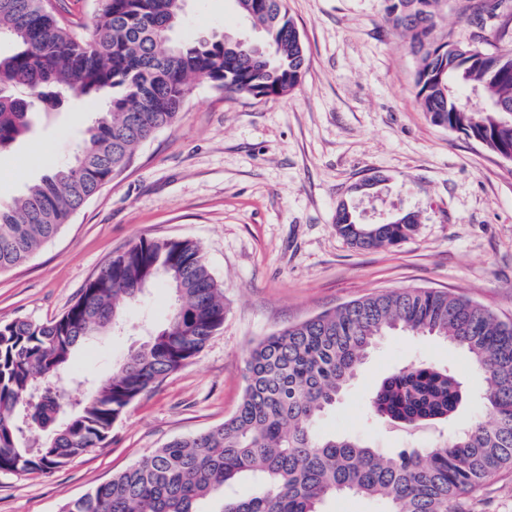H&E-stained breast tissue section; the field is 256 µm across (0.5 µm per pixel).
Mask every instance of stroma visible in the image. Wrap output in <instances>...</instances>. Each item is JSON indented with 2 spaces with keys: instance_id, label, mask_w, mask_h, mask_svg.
Listing matches in <instances>:
<instances>
[{
  "instance_id": "1",
  "label": "stroma",
  "mask_w": 512,
  "mask_h": 512,
  "mask_svg": "<svg viewBox=\"0 0 512 512\" xmlns=\"http://www.w3.org/2000/svg\"><path fill=\"white\" fill-rule=\"evenodd\" d=\"M476 0H444L437 41L507 46L500 18ZM307 53L297 89L270 98H225L197 84L179 120L158 131L132 163L31 260L0 274V321L62 315L84 285L141 237L200 244L224 287V328L188 365L134 400L103 447L48 475H0V512H63L166 441L220 424L244 389L241 359L252 343L366 294L431 288L462 294L512 322V160L436 126L414 88L408 40L385 20L384 0H287ZM259 34L234 0H187L177 36L195 41ZM94 118L65 106L0 155V204L73 158ZM361 224L407 214L408 240L364 250L336 232V208ZM172 300L152 289L128 307L123 333L98 336L72 363L109 375L113 363L167 323ZM454 370L472 394L454 419L406 430L374 420L380 380L410 361ZM487 381L447 341L396 331L382 337L319 434H347L394 451L428 447L487 419ZM475 512H512V466L476 495Z\"/></svg>"
}]
</instances>
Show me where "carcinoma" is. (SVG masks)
<instances>
[{"label": "carcinoma", "mask_w": 512, "mask_h": 512, "mask_svg": "<svg viewBox=\"0 0 512 512\" xmlns=\"http://www.w3.org/2000/svg\"><path fill=\"white\" fill-rule=\"evenodd\" d=\"M444 0H386V21L417 59L416 98L438 126L481 139L512 158V50L434 43ZM261 40L222 36L181 42V0H103L85 35L49 0H0V154L30 132L36 117L72 102L107 98L77 154L0 207V273L28 261L131 162L136 150L181 114L198 81L228 96L290 94L306 68V48L286 0H235ZM414 224H359L336 231L361 249L396 245ZM174 297L167 324L91 379L74 351L124 323L125 309L156 283ZM224 289L200 245L141 238L112 259L60 317L0 322V474H48L109 438L136 398L190 363L224 328ZM401 329L463 348L488 381L489 421L456 430L429 448L384 452L315 425L344 396L381 336ZM241 400L224 422L155 448L63 512H196L221 496L218 512H326L340 495L379 498L386 512H471L465 495L512 463V324L470 298L426 288L371 293L252 345L243 359ZM466 402L460 378L413 362L386 376L372 414L405 428L444 422ZM242 478L256 491L226 499Z\"/></svg>", "instance_id": "cac0c4a2"}]
</instances>
